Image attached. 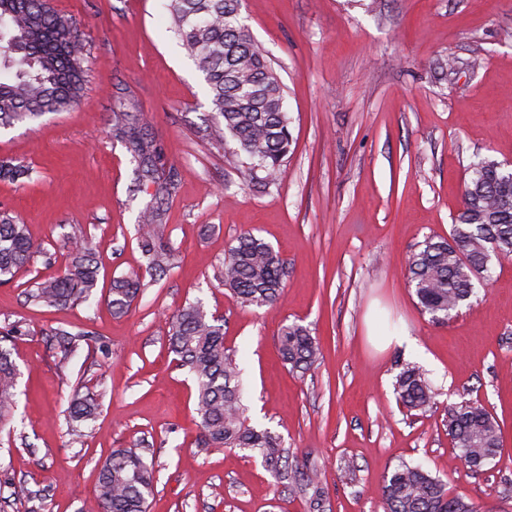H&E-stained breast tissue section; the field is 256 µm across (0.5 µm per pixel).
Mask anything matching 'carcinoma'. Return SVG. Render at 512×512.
Instances as JSON below:
<instances>
[{"instance_id": "cac0c4a2", "label": "carcinoma", "mask_w": 512, "mask_h": 512, "mask_svg": "<svg viewBox=\"0 0 512 512\" xmlns=\"http://www.w3.org/2000/svg\"><path fill=\"white\" fill-rule=\"evenodd\" d=\"M166 8L181 45L204 74L212 114L209 138L219 145L228 137L236 142L247 159L244 181L276 183L293 143L291 118L282 81L241 18L240 0H168ZM86 61V45L77 27L50 0H0V128L76 107L83 96ZM110 125L136 163L138 182L154 188L137 224L144 270L112 278L109 305L112 314L122 315L141 293L145 277L154 280L174 265L175 250L164 243L165 204L176 195L178 179L140 115L122 104L112 110ZM28 175L12 160H0V179L17 181ZM66 249V266L30 286L29 304L59 309L90 300L98 283L97 257L82 236L71 237ZM40 252L27 225L1 209L0 283L11 280ZM497 256L512 257V172L497 161L481 159L472 165L463 209L448 237L426 238L409 259V282L421 311L437 321L450 318L474 294V280L490 276ZM285 276L278 252L245 232L224 258L222 285L247 307H271ZM50 335L59 337L65 358L84 337L62 327L50 330ZM168 349L194 378L201 446L257 454L305 501L307 512H326L317 470L290 467L289 449L280 438L247 423L240 369L235 355L224 348V325L208 318L199 303L188 302L169 327ZM279 354L291 369L307 370L319 359L320 346L307 327L293 322L281 329ZM16 389L11 350L0 345L1 422L13 410ZM394 390L410 410L425 412L435 405L431 381L408 363L396 376ZM98 409L95 395L74 390L66 410L72 439L86 436ZM448 436L471 469L481 468L502 448L492 415L467 402L448 407ZM154 483L153 466L138 449L115 448L99 471L88 512H147ZM381 497L384 512H477L469 498L449 493L443 481L415 463H403L386 476Z\"/></svg>"}]
</instances>
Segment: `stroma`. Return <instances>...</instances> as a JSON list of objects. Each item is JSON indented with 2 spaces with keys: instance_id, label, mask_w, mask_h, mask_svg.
I'll return each instance as SVG.
<instances>
[{
  "instance_id": "1",
  "label": "stroma",
  "mask_w": 512,
  "mask_h": 512,
  "mask_svg": "<svg viewBox=\"0 0 512 512\" xmlns=\"http://www.w3.org/2000/svg\"><path fill=\"white\" fill-rule=\"evenodd\" d=\"M166 2L52 0L89 50L84 97L0 130V158L30 172L0 179V208L42 249L0 285V331L22 330L6 343L20 377L0 424V512H83L116 448L153 462L149 512H306L257 454L200 448L195 384L167 342L173 315L196 300L224 324L251 425L280 436L290 463L317 469L327 512H383V479L404 462L478 512H512V260L494 263L445 321L420 310L408 278L419 244L450 231L472 163L512 164V0H241L292 119L294 150L270 186L243 181L235 141L207 138L204 76ZM130 99L178 176L164 229L176 258L116 316L111 279L141 262L136 218L150 194L108 124ZM247 231L287 268L270 307L241 306L219 279ZM73 235L103 264L95 300L28 304L32 281L63 269ZM293 322L322 349L303 374L278 352ZM59 326L85 335L66 362L48 334ZM408 362L436 389L427 412L407 411L394 393ZM77 389L99 403L79 443L66 423ZM462 402L483 406L501 431L500 454L476 470L448 436V408Z\"/></svg>"
}]
</instances>
